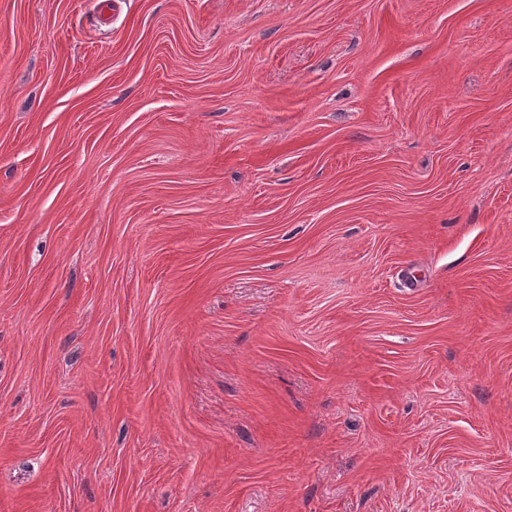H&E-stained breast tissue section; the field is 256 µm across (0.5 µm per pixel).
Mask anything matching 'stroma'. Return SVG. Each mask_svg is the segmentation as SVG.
Returning a JSON list of instances; mask_svg holds the SVG:
<instances>
[{
	"label": "stroma",
	"mask_w": 512,
	"mask_h": 512,
	"mask_svg": "<svg viewBox=\"0 0 512 512\" xmlns=\"http://www.w3.org/2000/svg\"><path fill=\"white\" fill-rule=\"evenodd\" d=\"M0 512H512V0H0Z\"/></svg>",
	"instance_id": "1"
}]
</instances>
